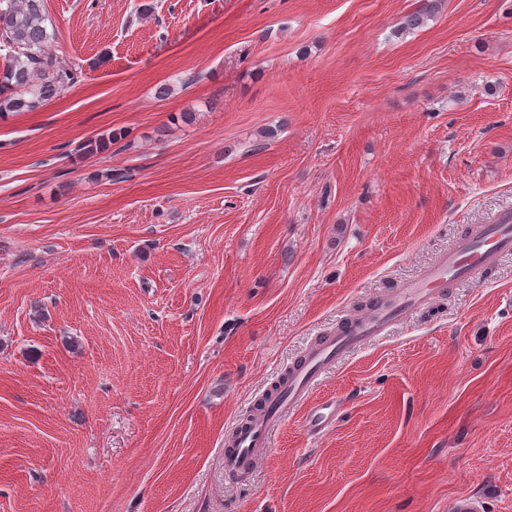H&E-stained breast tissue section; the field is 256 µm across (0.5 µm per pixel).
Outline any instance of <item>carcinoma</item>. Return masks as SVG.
Returning <instances> with one entry per match:
<instances>
[{
  "instance_id": "cac0c4a2",
  "label": "carcinoma",
  "mask_w": 512,
  "mask_h": 512,
  "mask_svg": "<svg viewBox=\"0 0 512 512\" xmlns=\"http://www.w3.org/2000/svg\"><path fill=\"white\" fill-rule=\"evenodd\" d=\"M432 10L407 15L396 33L421 27ZM43 0H0V43L11 45L0 56V116L8 112L31 111L60 96L79 81L82 72L64 68L49 49L55 33L45 25ZM112 136L86 140L85 154L104 152L112 146Z\"/></svg>"
}]
</instances>
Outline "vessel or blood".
Masks as SVG:
<instances>
[{"mask_svg": "<svg viewBox=\"0 0 512 512\" xmlns=\"http://www.w3.org/2000/svg\"><path fill=\"white\" fill-rule=\"evenodd\" d=\"M511 250L512 211H507L495 223L474 226L422 279L402 288L396 297L376 298L369 316L350 321L311 347L265 411L255 413L238 431L233 447L225 449V472L238 476L254 471L288 411L303 403L321 376L343 356L385 336L395 322L431 303L452 283L481 278L502 253Z\"/></svg>", "mask_w": 512, "mask_h": 512, "instance_id": "1", "label": "vessel or blood"}]
</instances>
